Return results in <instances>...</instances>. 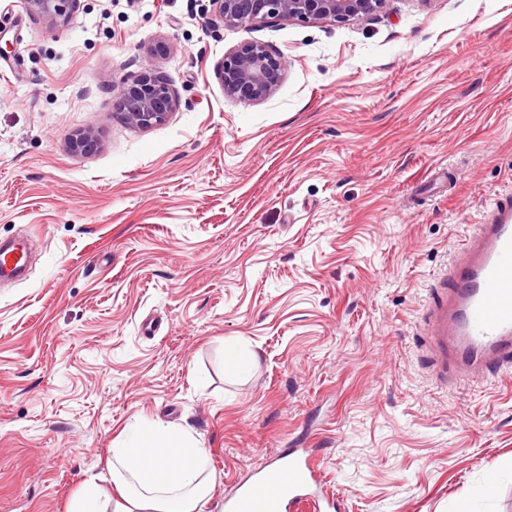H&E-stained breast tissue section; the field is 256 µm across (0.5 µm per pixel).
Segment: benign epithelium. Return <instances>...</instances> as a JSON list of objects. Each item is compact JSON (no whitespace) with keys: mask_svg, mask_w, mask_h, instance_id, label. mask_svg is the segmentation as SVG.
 <instances>
[{"mask_svg":"<svg viewBox=\"0 0 512 512\" xmlns=\"http://www.w3.org/2000/svg\"><path fill=\"white\" fill-rule=\"evenodd\" d=\"M78 0H26L28 11L51 25L65 22ZM389 0H210L215 16L225 25L240 26L268 18L332 19L343 23L367 18L384 10ZM164 50L157 44L146 50L150 64L130 82L112 85V106L134 127L148 128L164 122L178 103L168 83L151 60ZM285 63L266 45L244 41L224 57L217 75L228 96L261 101L273 94ZM99 146L90 129L74 134L70 151L89 154Z\"/></svg>","mask_w":512,"mask_h":512,"instance_id":"1","label":"benign epithelium"}]
</instances>
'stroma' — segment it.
I'll use <instances>...</instances> for the list:
<instances>
[{
    "label": "stroma",
    "instance_id": "obj_1",
    "mask_svg": "<svg viewBox=\"0 0 512 512\" xmlns=\"http://www.w3.org/2000/svg\"><path fill=\"white\" fill-rule=\"evenodd\" d=\"M285 63L225 95L240 42ZM179 105L112 109L145 51ZM92 129L97 151H69ZM512 197V0L218 23L209 0H0V512H68L139 419L197 437L208 512L300 436L340 512H512V368L437 379L422 333L461 239ZM256 359L227 368L224 344ZM493 494H486L487 484ZM79 0H26L28 11L50 25L64 23ZM284 69L282 58L266 45L244 41L224 57L217 75L226 95L261 101L276 90ZM28 243L25 238L0 241V282L23 280L27 270Z\"/></svg>",
    "mask_w": 512,
    "mask_h": 512
}]
</instances>
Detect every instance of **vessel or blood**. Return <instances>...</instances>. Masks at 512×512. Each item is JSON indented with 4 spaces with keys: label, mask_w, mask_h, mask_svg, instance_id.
<instances>
[{
    "label": "vessel or blood",
    "mask_w": 512,
    "mask_h": 512,
    "mask_svg": "<svg viewBox=\"0 0 512 512\" xmlns=\"http://www.w3.org/2000/svg\"><path fill=\"white\" fill-rule=\"evenodd\" d=\"M25 238L0 241V282L23 280ZM452 286L431 307L426 342L440 367L457 362L465 377L488 376L512 363V201L501 199L463 245ZM334 512L324 496L319 466L303 448L276 455L249 483L224 501L225 512H290L300 502Z\"/></svg>",
    "instance_id": "vessel-or-blood-1"
}]
</instances>
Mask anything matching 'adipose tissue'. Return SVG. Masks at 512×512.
Segmentation results:
<instances>
[{
    "label": "adipose tissue",
    "instance_id": "ef3b65f1",
    "mask_svg": "<svg viewBox=\"0 0 512 512\" xmlns=\"http://www.w3.org/2000/svg\"><path fill=\"white\" fill-rule=\"evenodd\" d=\"M128 443L113 449L108 470L125 501L111 510L88 480L71 512H206L215 475L191 433L159 422H136Z\"/></svg>",
    "mask_w": 512,
    "mask_h": 512
}]
</instances>
